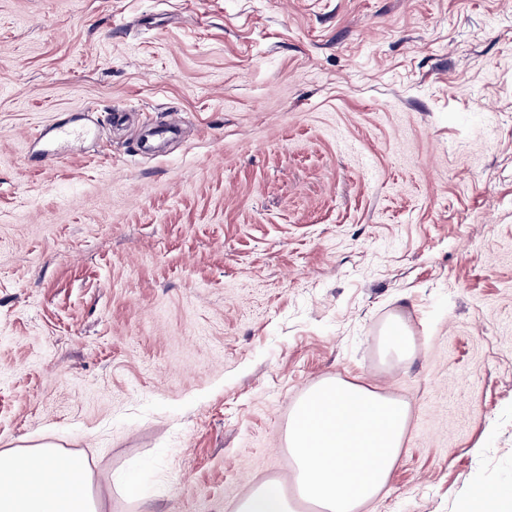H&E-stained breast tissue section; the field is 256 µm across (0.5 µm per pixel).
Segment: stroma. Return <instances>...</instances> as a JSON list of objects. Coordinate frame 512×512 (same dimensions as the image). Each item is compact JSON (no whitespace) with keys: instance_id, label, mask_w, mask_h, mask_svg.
I'll use <instances>...</instances> for the list:
<instances>
[{"instance_id":"stroma-1","label":"stroma","mask_w":512,"mask_h":512,"mask_svg":"<svg viewBox=\"0 0 512 512\" xmlns=\"http://www.w3.org/2000/svg\"><path fill=\"white\" fill-rule=\"evenodd\" d=\"M336 378L409 408L363 512L512 496V0H0V451L235 512ZM383 348L386 352L395 351L401 356L408 354L412 339L399 320L393 321L387 331V336H384L382 341Z\"/></svg>"}]
</instances>
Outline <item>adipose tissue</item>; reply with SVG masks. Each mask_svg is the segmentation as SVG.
<instances>
[{"instance_id": "1", "label": "adipose tissue", "mask_w": 512, "mask_h": 512, "mask_svg": "<svg viewBox=\"0 0 512 512\" xmlns=\"http://www.w3.org/2000/svg\"><path fill=\"white\" fill-rule=\"evenodd\" d=\"M86 461L61 457L54 444L0 451V512H99Z\"/></svg>"}]
</instances>
